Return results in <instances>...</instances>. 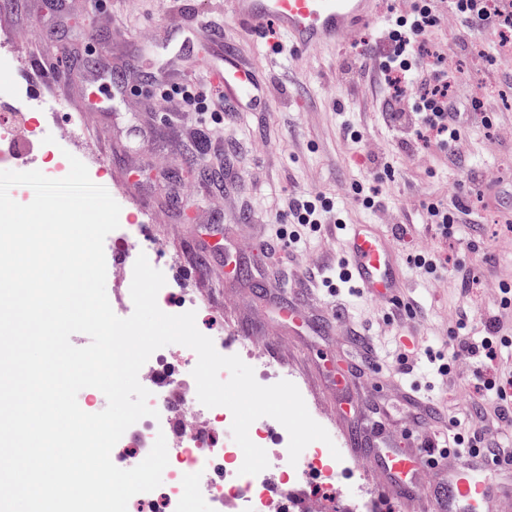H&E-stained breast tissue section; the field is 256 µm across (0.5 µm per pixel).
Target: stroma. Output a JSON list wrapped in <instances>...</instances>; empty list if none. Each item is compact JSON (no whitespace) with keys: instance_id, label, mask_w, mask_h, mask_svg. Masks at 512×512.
Listing matches in <instances>:
<instances>
[{"instance_id":"35a3bbf8","label":"stroma","mask_w":512,"mask_h":512,"mask_svg":"<svg viewBox=\"0 0 512 512\" xmlns=\"http://www.w3.org/2000/svg\"><path fill=\"white\" fill-rule=\"evenodd\" d=\"M397 0H380L381 19L362 33L357 48L328 45L297 53L277 49V37L239 25L224 10V0H21L0 8V58L9 62L0 82L10 81L30 93L45 112L44 133L59 134L75 118L81 135L67 148L75 157L106 152L112 165L95 184L119 196L121 224L133 240L105 249L108 297H122L121 317L133 312L131 270L115 277L122 253L137 254L141 226L153 224L164 248L160 264L174 294L198 295V330L235 349L227 334L252 331L262 362L273 372H288L305 385L308 411L325 424L337 447L362 460L385 449L418 451L423 439L445 419H464L480 401V381L469 361L459 360L453 377L437 374L430 356H452L457 313L466 310V334L477 336L490 314L500 316L512 336V311L497 310L499 285L512 283V230L498 209L484 206L468 181V168L497 172L502 193L512 192V66L500 63L498 43L506 31L466 28L456 18L444 20L433 37L454 51L463 97L485 101L491 127L474 128L460 147L462 165L448 164L440 151L419 146L399 148L408 130L382 116L383 90L373 79L374 53L383 37V20ZM197 14L215 21L225 42L242 60L267 75V104L228 112L223 123L195 125L191 113L151 95L146 79L182 69L194 74L198 90L211 96L205 72L197 65L206 53L196 42L177 59L162 49L172 26ZM151 40L146 54L130 50L135 37ZM70 62H82L81 75L60 84L32 86V60L51 63L57 48ZM359 131L353 141L351 131ZM394 174L381 176V164ZM363 183L375 190L382 207H361L353 192ZM339 195L350 224L403 221L412 242L400 250L409 315L362 294L353 284L329 287L311 278L334 269L344 254L343 233L321 232L307 239L303 251L273 261L268 245L288 226V199L303 191ZM438 195L462 198L472 224L445 240L424 222V206ZM435 251L443 267L431 276L415 267L417 249ZM250 269L247 279L225 275L227 259ZM202 263L205 281L182 275ZM467 266L478 277L470 296L459 292L457 269ZM292 289L301 318L282 312L278 292ZM411 373H404V364ZM389 412L387 439L369 433L374 412ZM337 482L348 496L329 501V512H359L369 498L372 512H422L421 498L399 501L372 468L346 469Z\"/></svg>"}]
</instances>
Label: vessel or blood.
<instances>
[{"label":"vessel or blood","instance_id":"vessel-or-blood-1","mask_svg":"<svg viewBox=\"0 0 512 512\" xmlns=\"http://www.w3.org/2000/svg\"><path fill=\"white\" fill-rule=\"evenodd\" d=\"M231 17L253 29L272 28L282 34L290 50L307 51L327 45L355 46L362 30L378 19L377 0H226ZM208 36L206 73L213 90L239 107L260 104L267 86L258 73L242 64L223 39L207 33L204 21L184 22L173 31L167 53L177 54L199 36ZM344 270L361 293L382 300L390 308L406 310L398 256L382 227L352 224L346 231ZM446 466L433 448L420 456L398 453L382 467L389 490L401 498L423 497L427 512H484L486 504L512 502V461L477 459L448 469L447 480L426 481L419 458Z\"/></svg>","mask_w":512,"mask_h":512}]
</instances>
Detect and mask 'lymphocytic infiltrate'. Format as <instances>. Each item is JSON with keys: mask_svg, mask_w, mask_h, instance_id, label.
Instances as JSON below:
<instances>
[{"mask_svg": "<svg viewBox=\"0 0 512 512\" xmlns=\"http://www.w3.org/2000/svg\"><path fill=\"white\" fill-rule=\"evenodd\" d=\"M456 17L475 27L512 28V0H451ZM440 16L433 0H411L408 8L397 13L387 30L389 48L379 62L378 80L386 89L388 116L396 125L412 124L413 133L423 144H435L450 163H457L456 150L475 126H491L487 113L481 112L479 101H472L470 110H462L455 92L459 82L453 57L444 44L430 40V31L437 27ZM154 95L165 101H180L198 116H210L213 122L223 121L222 111L197 92L194 80L177 74L156 83ZM469 214L462 200L448 201L441 196L426 206L425 221L444 238L454 236L459 224ZM288 216L297 224L289 243L301 240L300 228L320 231L323 225L339 223L335 202L326 193L296 194L288 200ZM460 351L493 360L501 348L512 347V336L502 334L498 318H490L483 336H459Z\"/></svg>", "mask_w": 512, "mask_h": 512, "instance_id": "f902f5d3", "label": "lymphocytic infiltrate"}]
</instances>
